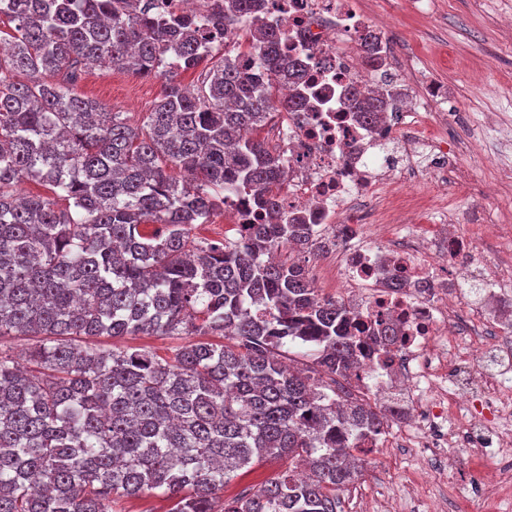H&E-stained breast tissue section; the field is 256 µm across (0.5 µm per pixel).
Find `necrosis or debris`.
Wrapping results in <instances>:
<instances>
[{
    "instance_id": "obj_1",
    "label": "necrosis or debris",
    "mask_w": 512,
    "mask_h": 512,
    "mask_svg": "<svg viewBox=\"0 0 512 512\" xmlns=\"http://www.w3.org/2000/svg\"><path fill=\"white\" fill-rule=\"evenodd\" d=\"M262 24L279 31L278 51L301 75L282 83V96L304 99L300 110L280 108L272 126L286 161L280 211L321 225L332 240L316 279L355 308L354 334L365 351L353 382L419 454L454 437L460 447L499 458L512 445L500 429L512 402V335L483 338L485 306L449 296L448 286L472 276L469 258L482 237H503L507 228L483 224L472 236L429 224L400 243L387 205L410 188L404 173L420 150L444 163L466 142L449 141L444 113H418L421 125L436 129L424 142L399 133V113L375 124L357 119L351 93L378 89L390 71V47L382 23L357 11L355 0H259L237 31ZM388 323L396 335H380Z\"/></svg>"
}]
</instances>
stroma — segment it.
I'll return each mask as SVG.
<instances>
[{"label":"stroma","instance_id":"obj_1","mask_svg":"<svg viewBox=\"0 0 512 512\" xmlns=\"http://www.w3.org/2000/svg\"><path fill=\"white\" fill-rule=\"evenodd\" d=\"M369 14L390 18L389 38L408 78V88L422 94L428 83L445 86L444 103L434 111L459 112L474 131L460 168L472 182L497 180L495 196L482 197L448 182L440 191L422 187L424 209L419 223L438 224L442 208L455 211L460 231L471 234L477 225L492 222L512 225V149L500 142L512 133V0H358ZM164 76L143 77L123 69L103 72L86 68L75 86L78 94L94 99L107 111L123 112L142 123L162 97ZM460 477L451 482L436 477L425 493L434 499L468 504L483 512V500L473 484L494 470V461L468 458L465 449L454 451ZM417 464L407 448L384 449L367 457L359 480L341 495L342 512H359L371 502L375 512H413L412 492L405 479Z\"/></svg>","mask_w":512,"mask_h":512}]
</instances>
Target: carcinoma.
I'll return each instance as SVG.
<instances>
[{"label": "carcinoma", "instance_id": "cac0c4a2", "mask_svg": "<svg viewBox=\"0 0 512 512\" xmlns=\"http://www.w3.org/2000/svg\"><path fill=\"white\" fill-rule=\"evenodd\" d=\"M137 2L0 0L14 24L0 52V339L39 337L27 369L0 352V512H120L145 493L170 500L169 512H337L359 477L357 441L387 421L350 388L351 307L319 294L305 266L271 259L303 245L311 225L280 215V160L247 133L296 66L261 26L248 46L263 76L231 55L237 40L216 62L195 19L159 20ZM254 10L224 0L201 21L229 34ZM90 62L164 69L165 94L142 125L74 91ZM189 70L202 76L196 90L176 80ZM401 96L352 102L371 119ZM29 178L50 193H20ZM246 192L276 222L219 241L190 235ZM97 336L189 341L161 358L89 345ZM290 344L311 362L287 364ZM269 459L287 466L224 498L234 473Z\"/></svg>", "mask_w": 512, "mask_h": 512}]
</instances>
